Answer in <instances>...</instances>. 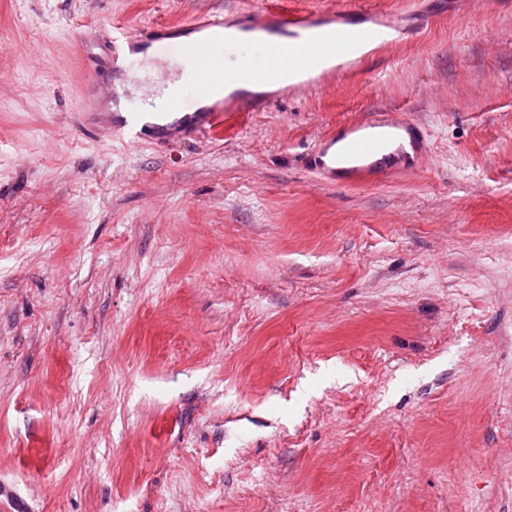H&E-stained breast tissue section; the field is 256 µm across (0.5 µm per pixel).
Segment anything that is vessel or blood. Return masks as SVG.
Masks as SVG:
<instances>
[{
	"label": "vessel or blood",
	"instance_id": "vessel-or-blood-1",
	"mask_svg": "<svg viewBox=\"0 0 512 512\" xmlns=\"http://www.w3.org/2000/svg\"><path fill=\"white\" fill-rule=\"evenodd\" d=\"M358 16L363 27L350 32L348 19ZM224 15L198 13L187 20L154 24L126 32L112 39L108 51L113 63L132 69L141 59L165 61L173 51V39L188 43L183 54L200 72L195 94H188L170 81L167 71H159L155 81L162 89L160 110L155 118L158 137L179 134L196 138L222 132L228 112H257L271 103L270 86L287 88L298 77L304 88H319L331 78L346 76L362 50H374L397 42L403 30L397 25H381L374 11L360 6L315 7L305 10L264 9L244 14L242 30L267 33L264 61L254 64L238 58L226 65L224 53L237 41L227 35ZM146 113H127L112 134L131 141L143 139ZM426 155V137L418 124L392 112H375L347 125L342 136L326 134L316 151L315 174L330 177L339 171L357 175L390 160L389 174L415 166Z\"/></svg>",
	"mask_w": 512,
	"mask_h": 512
}]
</instances>
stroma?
I'll return each mask as SVG.
<instances>
[{"label":"stroma","instance_id":"obj_1","mask_svg":"<svg viewBox=\"0 0 512 512\" xmlns=\"http://www.w3.org/2000/svg\"><path fill=\"white\" fill-rule=\"evenodd\" d=\"M247 2L0 0V499L512 512V9L370 0L403 42L223 137L82 130L77 37ZM375 111L417 170H304Z\"/></svg>","mask_w":512,"mask_h":512}]
</instances>
